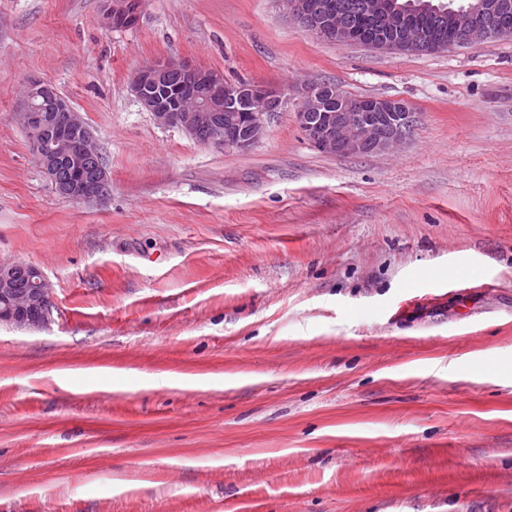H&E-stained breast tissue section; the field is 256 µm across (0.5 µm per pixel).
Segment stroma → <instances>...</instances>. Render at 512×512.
<instances>
[{"label": "stroma", "mask_w": 512, "mask_h": 512, "mask_svg": "<svg viewBox=\"0 0 512 512\" xmlns=\"http://www.w3.org/2000/svg\"><path fill=\"white\" fill-rule=\"evenodd\" d=\"M103 7L0 0V261L54 306L0 325V512H512V38L400 53L284 0H144L125 30ZM156 61L415 122L362 156L289 108L248 151L204 144L132 95ZM34 79L105 199L53 191L14 120Z\"/></svg>", "instance_id": "1"}]
</instances>
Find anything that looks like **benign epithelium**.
Masks as SVG:
<instances>
[{
	"mask_svg": "<svg viewBox=\"0 0 512 512\" xmlns=\"http://www.w3.org/2000/svg\"><path fill=\"white\" fill-rule=\"evenodd\" d=\"M104 20L112 29L137 24L142 0H104ZM288 13L304 28L338 46L362 44L377 50L414 52L428 32L448 33L445 48L472 45L500 37L512 38V0H473L447 7L426 3L416 10L395 0H355L345 7L336 0H286ZM130 90L161 126L177 127L206 144L247 151L266 132L268 117L288 106L285 89L249 81L224 79V73L193 64L155 62L141 67ZM295 120L319 151L327 154L375 152L402 143L414 123L402 100L369 96L350 108L345 92L334 83L305 86L294 101ZM33 133L30 148L61 197L82 202L104 198L111 178L106 165L87 160L98 156L93 136L69 102L48 83L30 82L18 113ZM387 134L378 136L379 127ZM66 169L69 179L59 178ZM16 264L0 263V323L30 328L49 321L53 312L49 284L31 270L32 287L19 288Z\"/></svg>",
	"mask_w": 512,
	"mask_h": 512,
	"instance_id": "7a95c632",
	"label": "benign epithelium"
}]
</instances>
